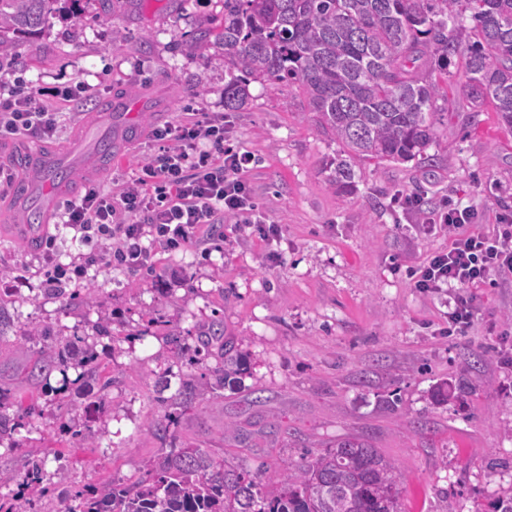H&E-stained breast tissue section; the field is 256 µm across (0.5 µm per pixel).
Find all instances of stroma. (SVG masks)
Instances as JSON below:
<instances>
[{
	"label": "stroma",
	"mask_w": 512,
	"mask_h": 512,
	"mask_svg": "<svg viewBox=\"0 0 512 512\" xmlns=\"http://www.w3.org/2000/svg\"><path fill=\"white\" fill-rule=\"evenodd\" d=\"M223 12L224 0H122L113 13L103 0H84L78 17L52 19L39 41L16 42L0 56L1 87L47 95L60 114L53 137H0L1 167L16 169V153L35 143L79 159L101 189L129 187L162 148L154 128L189 108L220 113L230 146L253 155L247 179L278 226L265 241L227 220L186 247H153L145 266L130 269L111 262V242L73 241L56 212L42 240H29L28 200L0 187V283L13 288L0 302L12 320L0 341L9 413L32 399L24 369L37 351L21 347L24 331L48 326L69 336L112 322L111 338L94 345L101 375L112 381L106 401L88 385H70L72 411L59 421L50 397H40L16 448L0 447V472L12 475L0 495L24 493L29 454L45 458L51 488L38 512H63L77 491L103 482L138 481L144 461L165 445L152 428L161 399L186 377L209 382L218 348L199 365L188 360L198 330L220 321L248 372L241 384L206 387L179 409L180 444L212 449L234 468L279 471L306 451L363 436L402 471L404 512H492L498 497L512 495V279L494 276L474 289L471 327L449 335L445 295L413 286L415 271L447 249L448 234L423 231L420 215L396 199L419 194L432 208L469 206L479 226L496 224L512 214V128L490 107H472L452 58L428 161L364 163L356 192L340 194L327 177L341 146L297 85L254 82L247 105L225 109L224 51L195 47L199 28ZM76 84L90 88L79 105L55 97ZM88 128L110 136L123 161L101 168L95 142L82 137ZM50 235L62 263L87 265L81 285L93 289L94 306H63L48 287ZM461 381L467 388L458 398L434 403L438 384ZM231 422L252 431L249 445L223 440ZM71 425L82 435L63 443Z\"/></svg>",
	"instance_id": "stroma-1"
}]
</instances>
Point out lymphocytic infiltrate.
<instances>
[{"instance_id":"obj_1","label":"lymphocytic infiltrate","mask_w":512,"mask_h":512,"mask_svg":"<svg viewBox=\"0 0 512 512\" xmlns=\"http://www.w3.org/2000/svg\"><path fill=\"white\" fill-rule=\"evenodd\" d=\"M57 125L56 113L35 93L0 99V136L48 138ZM153 136L165 148L144 166L135 187L115 199L91 185L79 201L65 203V224L75 239L83 243L95 237L117 240L120 247L114 260L138 267L150 257L142 244L144 233L177 249L205 225L215 223L220 214L252 227L263 239L277 236V226L268 223L258 209L245 178L253 158L226 146L223 117L158 127ZM474 218L468 207L424 211L423 228H444L451 243L447 250L431 255L414 279L415 288L423 291L456 289L448 323L459 331L472 322V289L494 275L512 276V218L502 217L487 231L478 229Z\"/></svg>"}]
</instances>
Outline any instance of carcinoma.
<instances>
[{
  "mask_svg": "<svg viewBox=\"0 0 512 512\" xmlns=\"http://www.w3.org/2000/svg\"><path fill=\"white\" fill-rule=\"evenodd\" d=\"M61 0H0V51L20 38L44 31ZM198 48L224 46V106L243 108L246 79L294 82L306 95L323 130L343 146L329 185L356 190V168L365 161H424L435 142L434 116L443 97L440 82L419 73L416 63L435 59L448 66L462 57L471 98L487 104L499 121L512 126V0H224V17L199 29ZM66 305L88 306L93 291L63 294ZM202 348L219 343L220 362L209 369L211 386L222 388L245 371V359L213 323ZM39 347L30 370L37 382L61 375L58 390L77 378H99L92 352L78 356L88 337L66 339L47 327L24 333ZM193 377L177 393L161 399L163 418L155 432L174 439L176 409L200 395ZM0 412V445L16 447L14 435L25 417ZM45 461L29 454L23 481L50 492ZM145 478L132 486L112 482L75 496L66 512H401L404 478L400 469L365 439L347 437L330 449L306 453L303 461L270 475L224 465L207 448H179L144 462ZM0 512H35L30 499L0 503Z\"/></svg>",
  "mask_w": 512,
  "mask_h": 512,
  "instance_id": "obj_1",
  "label": "carcinoma"
}]
</instances>
